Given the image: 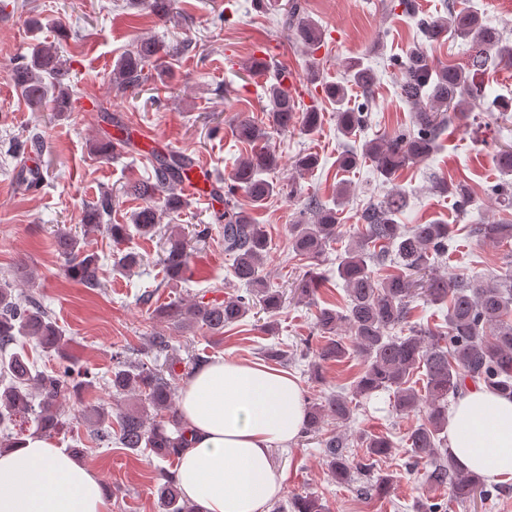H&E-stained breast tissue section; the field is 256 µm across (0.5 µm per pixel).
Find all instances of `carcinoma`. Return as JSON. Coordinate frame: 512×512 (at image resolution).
I'll list each match as a JSON object with an SVG mask.
<instances>
[{"label":"carcinoma","mask_w":512,"mask_h":512,"mask_svg":"<svg viewBox=\"0 0 512 512\" xmlns=\"http://www.w3.org/2000/svg\"><path fill=\"white\" fill-rule=\"evenodd\" d=\"M130 8H147L160 19L169 18L173 0H126ZM286 22L298 43L313 49L323 42V30L314 21L300 16L298 3L291 4ZM421 33L429 42L449 37L468 46L469 64L431 65L422 48L410 51L399 63L401 97L414 110L416 131L383 134L366 139L361 150L348 148L337 158L338 168L347 170L367 160L384 184H392L409 164L428 158L443 132L471 116V107L484 96L478 76L496 66L512 67V40L486 23L477 11L450 10L444 16H424L418 20ZM170 49L155 39H143L136 50L121 57L112 71V85L120 92L134 90L144 81V69L151 66L158 78L169 73L164 58ZM252 66L271 72L272 82L265 88L269 101L267 123H257L244 116L233 126L238 142L254 151L233 170L224 191V211L217 223L224 237V251L234 256L232 274L247 285L245 294L232 295L221 303L172 302L162 313L177 322V328H198L211 335L224 334L256 308L267 313L278 310L282 294L268 287L263 275L269 250L265 226L258 223L252 211L264 206L284 191V185L269 174L278 160L262 148L268 128H299L310 136L319 126L320 114L311 110L298 113L297 100L285 84L288 72L270 63L255 60ZM66 61L52 47L37 43L31 55L13 70V83L25 103L32 107L52 98V110L68 112L73 93L64 79ZM346 78L369 94L375 83L373 70L361 58L346 64ZM326 97L336 105L338 131L346 139H357L367 127L368 113L348 106L346 87L342 83L322 84ZM155 180L136 179L124 187V194L143 201L132 212L127 224H106L111 216L112 192L103 190L88 206L84 215L87 230L101 228L112 237L115 246L123 245L131 232L146 237L158 232L163 217L189 205L180 183L186 180L190 158L179 154L152 152ZM495 164L501 183L495 193L503 207L512 209V146L496 151ZM436 191L455 198L461 212L472 202L470 187L439 179ZM242 193L247 205L236 200ZM348 187L336 186L332 205L319 197H309V218L291 225V248L299 260L313 261L327 246L343 237L338 224L339 208L345 203ZM409 206L408 197L394 188L383 199L371 201L361 210L345 255L339 257L337 274L343 281L346 307L339 311L329 307L318 309L315 328L325 339L313 364L319 376L320 363L341 362L350 354L360 358L363 369L353 381V391L369 396L386 391L392 394L393 411L407 415L423 410L424 418L408 434L409 455L415 464H425V482L435 488L449 487L451 498L466 503L475 496H491L481 476L461 468L448 449V398H459L466 385L482 384L512 395V256L500 274L487 280L458 274L453 278L430 273L435 263L447 258L455 240L452 225L441 220L424 224H401L399 220ZM163 271L165 278L181 277L190 268V255L184 233L168 226ZM470 234L485 243H506L512 239V222L493 221L473 224ZM57 251L67 261L70 279L89 290L102 287L100 257L87 249L76 235L59 231L55 236ZM141 262L138 253L120 250L113 269H131ZM328 277L308 266L295 288L301 300L313 301ZM421 298L428 304L447 308L444 326L434 330L412 323L413 302ZM349 330L353 343L342 337ZM27 338L45 354L56 355L58 363L50 374L34 368L26 353H12L0 360V426L8 430L0 439V448L16 445L9 429L33 419L35 433L58 434L64 427L59 411V398L66 392L91 388L90 371H76L66 352L69 339L41 302L15 296L10 280L0 279V352ZM262 357L274 364L288 365V351L275 346L261 349ZM145 356L131 357L120 348L112 354L110 388L112 395L137 396L131 408L113 411L101 406L89 409L96 427L94 439L99 443L116 442L133 452L151 451L156 457L172 461L192 444L189 431L175 404L177 381L188 378L207 362L193 352L182 357L171 336L156 335L149 339ZM164 364H158V361ZM355 406L341 394H330L306 407V424L302 433L321 432L324 417L345 424L352 419ZM116 424L111 431L104 423ZM328 466L336 479L348 482L355 474L372 483L378 496L388 493L391 479L372 478L375 463L392 454L395 446L385 437L361 433L357 447L360 456H350L348 436L333 433L321 440ZM161 512H203L198 505L182 498L174 477L165 476L158 485ZM293 512H324L318 499L301 496L290 502Z\"/></svg>","instance_id":"obj_1"}]
</instances>
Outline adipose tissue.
<instances>
[{
  "instance_id": "adipose-tissue-1",
  "label": "adipose tissue",
  "mask_w": 512,
  "mask_h": 512,
  "mask_svg": "<svg viewBox=\"0 0 512 512\" xmlns=\"http://www.w3.org/2000/svg\"><path fill=\"white\" fill-rule=\"evenodd\" d=\"M179 410L192 435L176 482L203 512H265L283 490L275 459L300 434L305 404L296 379L259 362L218 359L190 375ZM460 467L492 482L512 479V397L480 386L448 414ZM0 512H111L102 481L78 457L37 435L0 451Z\"/></svg>"
}]
</instances>
